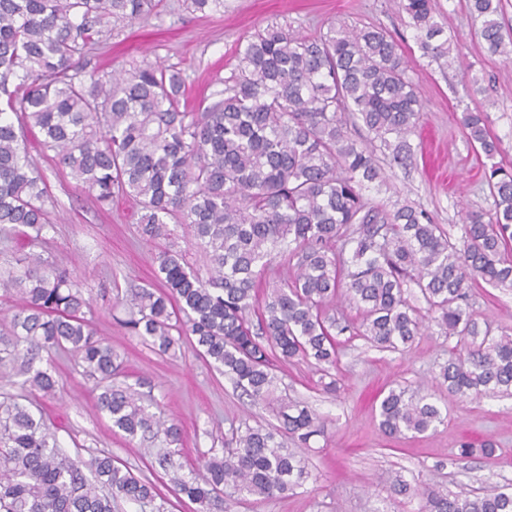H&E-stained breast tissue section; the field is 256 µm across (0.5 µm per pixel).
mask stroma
Returning <instances> with one entry per match:
<instances>
[{
    "label": "stroma",
    "mask_w": 512,
    "mask_h": 512,
    "mask_svg": "<svg viewBox=\"0 0 512 512\" xmlns=\"http://www.w3.org/2000/svg\"><path fill=\"white\" fill-rule=\"evenodd\" d=\"M437 19L446 36L462 35L439 60L424 57L408 16L398 0H224L221 10L201 16L184 0H162L157 14L135 29L105 32L81 60L84 70L109 74L143 62L179 69L188 105L213 101L220 79L235 65L248 35L282 25L306 36L326 34L330 26H376L391 33L409 60L408 74L422 105L410 166L379 156L382 181L364 192L370 205L393 210L410 204L427 210L451 238L461 236L465 213H491L493 200L484 179L483 158L467 141L463 112L486 110L491 133L501 140L504 164L512 165V61L490 54L470 17L467 0H437ZM482 78L484 93L472 96L464 74ZM33 163L42 171L54 202V227L41 248L44 256L73 270L89 304L93 328L120 356L125 381L152 412L183 428L180 460L194 468L205 455L222 452L234 429L280 425L269 408L252 401L206 362L190 344L162 354L126 327L130 313L116 302L118 290L140 287L154 278L155 245L138 231V206L120 197L99 208L77 185L53 153L30 142ZM471 304L479 320L512 332V290L474 285ZM337 360L330 375L302 359L278 371V393L308 404L325 420L323 435L305 451L310 477L303 488L262 499L221 494L210 512H418V499L396 494L395 479L429 484L448 493L486 492L512 484V395L456 398L440 387L438 374L454 340L437 334L417 337L403 351H382L363 337L338 335ZM59 385L54 396L34 394V407L52 422L63 450L71 455L105 451L136 476L159 481L142 440L127 441L95 408L97 391L73 356L52 357ZM336 378V394L323 390ZM428 386L447 418L421 435L385 436L378 426L379 403L389 388ZM493 440L491 457L461 455L462 443Z\"/></svg>",
    "instance_id": "stroma-1"
}]
</instances>
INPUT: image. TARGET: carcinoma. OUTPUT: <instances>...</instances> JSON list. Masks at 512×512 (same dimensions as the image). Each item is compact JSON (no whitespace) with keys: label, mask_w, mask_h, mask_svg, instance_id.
Segmentation results:
<instances>
[{"label":"carcinoma","mask_w":512,"mask_h":512,"mask_svg":"<svg viewBox=\"0 0 512 512\" xmlns=\"http://www.w3.org/2000/svg\"><path fill=\"white\" fill-rule=\"evenodd\" d=\"M222 6L224 0H186L195 13ZM399 6L423 54L449 53L450 40L437 41L443 28L434 0ZM155 7L154 0H0V234H17L29 248L24 266L0 268V289L22 299L0 334V371L16 368L25 376L21 387L51 396L57 380L41 365L42 354L72 353L96 381V405L112 429L164 445L154 463L204 510L225 489L271 498L308 478L300 453L260 426L233 432L222 454L180 474L181 427L116 382L117 356L96 337L78 281L36 251L53 224L44 177L28 156L33 134L99 206L119 195L134 198L147 240L171 239L173 225L193 238L206 273L175 250L160 251V288H133L120 299L133 310L128 328L163 354L194 338L236 386L276 405L298 447L324 433V424L277 395L275 362L312 359L324 372L336 364L334 332L351 328L326 315L339 296L360 311L358 334L381 350L411 347L428 320L456 339L439 373L449 394L512 392V334L482 328L468 295L479 279L512 288V169L497 161L501 143L488 113L465 112L461 123L484 155L493 212L466 213L453 240L423 209L406 204L382 215L363 198L381 173L354 128L363 127L402 165L414 157L410 136L421 105L394 37L374 26H332L317 38L270 26L240 46L217 100L186 112L177 69L144 63L105 80L77 66L104 26H133ZM468 9L487 49L511 56L502 0H468ZM293 261L295 276L264 295L261 342L249 320L257 287L274 265ZM410 283L427 314L409 305ZM379 417L389 436L422 434L444 421L424 386L390 388ZM394 490L419 498V512H512V492L443 495L402 480ZM117 499L166 512L155 484L111 454L73 458L43 415L18 401L0 404V512H113Z\"/></svg>","instance_id":"cac0c4a2"}]
</instances>
